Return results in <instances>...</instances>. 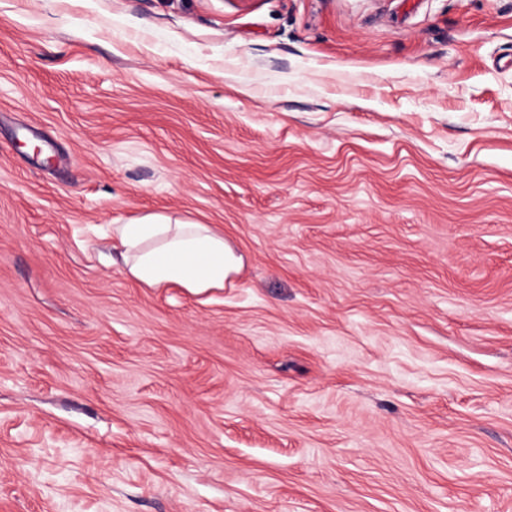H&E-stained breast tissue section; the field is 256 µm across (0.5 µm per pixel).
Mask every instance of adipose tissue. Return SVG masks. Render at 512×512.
<instances>
[{"label": "adipose tissue", "instance_id": "adipose-tissue-1", "mask_svg": "<svg viewBox=\"0 0 512 512\" xmlns=\"http://www.w3.org/2000/svg\"><path fill=\"white\" fill-rule=\"evenodd\" d=\"M123 274L147 288L179 285L200 295L223 288L242 267L222 233L206 224L148 216L114 229Z\"/></svg>", "mask_w": 512, "mask_h": 512}]
</instances>
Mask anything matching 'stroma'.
<instances>
[{"instance_id": "1", "label": "stroma", "mask_w": 512, "mask_h": 512, "mask_svg": "<svg viewBox=\"0 0 512 512\" xmlns=\"http://www.w3.org/2000/svg\"><path fill=\"white\" fill-rule=\"evenodd\" d=\"M0 512H512V0H0ZM114 232L122 248L121 272L146 288L177 284L200 295L224 288L242 267L224 234L207 224L148 216L116 224Z\"/></svg>"}]
</instances>
